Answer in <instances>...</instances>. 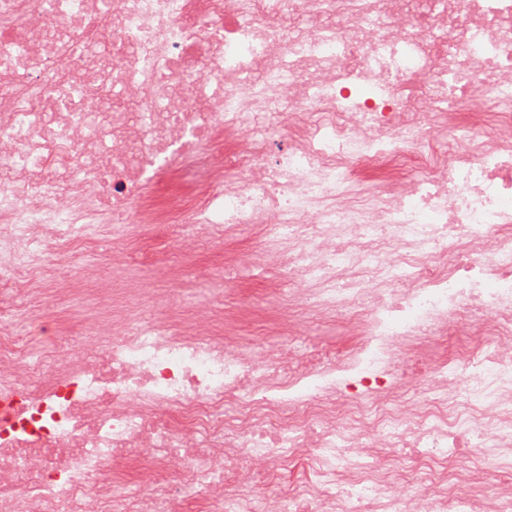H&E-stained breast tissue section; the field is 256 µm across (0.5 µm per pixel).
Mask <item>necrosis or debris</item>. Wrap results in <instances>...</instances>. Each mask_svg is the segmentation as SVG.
<instances>
[{
  "label": "necrosis or debris",
  "mask_w": 512,
  "mask_h": 512,
  "mask_svg": "<svg viewBox=\"0 0 512 512\" xmlns=\"http://www.w3.org/2000/svg\"><path fill=\"white\" fill-rule=\"evenodd\" d=\"M426 2L0 0V315L77 293L58 265L104 234V288L141 226L170 260L99 302L92 352L30 360L0 318V512H512V0ZM385 161L429 174L351 200ZM245 224L281 349L182 300L185 247ZM313 315L350 344L305 346ZM459 326L456 357L421 356ZM294 465L298 491L255 498Z\"/></svg>",
  "instance_id": "4bbe7bcc"
}]
</instances>
